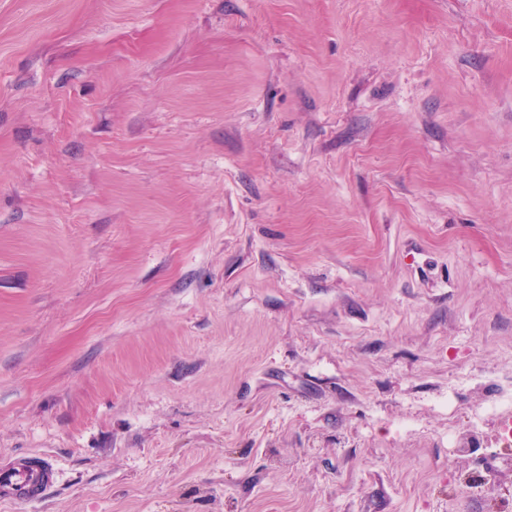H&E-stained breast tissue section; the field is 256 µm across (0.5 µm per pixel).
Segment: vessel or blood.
I'll use <instances>...</instances> for the list:
<instances>
[{"mask_svg": "<svg viewBox=\"0 0 512 512\" xmlns=\"http://www.w3.org/2000/svg\"><path fill=\"white\" fill-rule=\"evenodd\" d=\"M54 479V470L43 457H15L0 464V501L24 505L39 500Z\"/></svg>", "mask_w": 512, "mask_h": 512, "instance_id": "1", "label": "vessel or blood"}]
</instances>
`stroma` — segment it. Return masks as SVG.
Here are the masks:
<instances>
[{
    "instance_id": "35a3bbf8",
    "label": "stroma",
    "mask_w": 512,
    "mask_h": 512,
    "mask_svg": "<svg viewBox=\"0 0 512 512\" xmlns=\"http://www.w3.org/2000/svg\"><path fill=\"white\" fill-rule=\"evenodd\" d=\"M504 396L512 0H0V512H484ZM54 479L53 467L43 457L17 456L0 465V501L24 505L39 500Z\"/></svg>"
}]
</instances>
